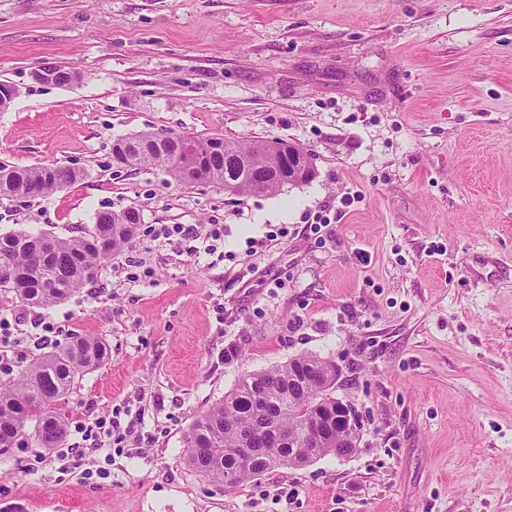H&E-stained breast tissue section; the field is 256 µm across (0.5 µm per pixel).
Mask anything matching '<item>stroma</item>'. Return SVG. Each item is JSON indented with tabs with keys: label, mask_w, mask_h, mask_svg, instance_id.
Here are the masks:
<instances>
[{
	"label": "stroma",
	"mask_w": 512,
	"mask_h": 512,
	"mask_svg": "<svg viewBox=\"0 0 512 512\" xmlns=\"http://www.w3.org/2000/svg\"><path fill=\"white\" fill-rule=\"evenodd\" d=\"M46 64L77 81L35 82ZM0 81L21 90L0 161L82 173L0 200V234L141 218L60 303L0 287L14 372L109 349L66 401L79 453L0 456V512H512V0H0ZM141 132L281 140L315 176L233 194L116 167ZM163 224L224 237L199 253ZM302 354L340 369L351 456L235 487L185 463L199 414ZM97 418L111 437L83 440Z\"/></svg>",
	"instance_id": "35a3bbf8"
}]
</instances>
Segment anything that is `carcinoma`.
<instances>
[{"label": "carcinoma", "instance_id": "1", "mask_svg": "<svg viewBox=\"0 0 512 512\" xmlns=\"http://www.w3.org/2000/svg\"><path fill=\"white\" fill-rule=\"evenodd\" d=\"M143 144L127 142L121 149L125 166H164L182 183L208 182L236 194H267L284 186L270 179L256 185L258 171L281 168L282 144L251 139L191 137V150L200 168L160 161L152 133H141ZM79 173L58 166L19 167L0 161V199L35 197L72 183ZM140 217L134 211L112 213V221L95 224L79 236L0 234V262L7 284L21 300L48 307L68 298L94 278L109 254L134 238ZM107 346L93 337L44 353L19 376L0 385V455L27 444L41 448L62 445L68 418L62 412L76 380L100 366ZM338 369L332 361L299 355L287 364L249 374L215 407L198 415L183 447L189 467L218 486L234 487L277 468H298L289 449L305 446L310 459L340 456L355 434L347 428L334 389ZM258 449V458L245 459L242 449Z\"/></svg>", "mask_w": 512, "mask_h": 512}]
</instances>
